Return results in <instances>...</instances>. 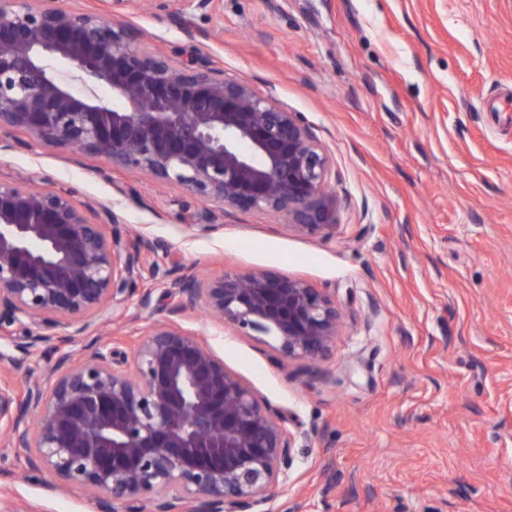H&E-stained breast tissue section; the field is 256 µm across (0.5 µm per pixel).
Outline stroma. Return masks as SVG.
I'll return each mask as SVG.
<instances>
[{
  "label": "stroma",
  "instance_id": "35a3bbf8",
  "mask_svg": "<svg viewBox=\"0 0 512 512\" xmlns=\"http://www.w3.org/2000/svg\"><path fill=\"white\" fill-rule=\"evenodd\" d=\"M167 49L184 42L304 113L345 197L332 237L208 204L100 157L0 136V179H35L121 231L163 240L161 266L270 272L332 295L342 326L320 375L200 312L187 329L297 438V512H512V0H132L107 10ZM154 292L88 336L172 319ZM0 449V485L39 512H94Z\"/></svg>",
  "mask_w": 512,
  "mask_h": 512
}]
</instances>
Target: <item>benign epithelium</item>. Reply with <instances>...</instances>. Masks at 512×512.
<instances>
[{
  "instance_id": "obj_1",
  "label": "benign epithelium",
  "mask_w": 512,
  "mask_h": 512,
  "mask_svg": "<svg viewBox=\"0 0 512 512\" xmlns=\"http://www.w3.org/2000/svg\"><path fill=\"white\" fill-rule=\"evenodd\" d=\"M135 38L132 26L60 0H0V131L181 188L210 203L206 230L242 211L301 234L336 233L345 199L301 113L207 55L178 60ZM73 79L112 98L79 95ZM121 223L115 210L92 219L65 191L0 180V337L33 327L15 345L24 357L49 340L68 346L107 310L127 317L139 285L143 307L161 288L179 299L176 312L202 309L320 373L341 323L331 295L266 272L163 271L143 257L164 242L108 233ZM14 403L0 379V446L27 449L30 469L85 491L96 512H268L295 462L296 437L278 413L174 320L129 353L96 341L63 352L26 381L17 412Z\"/></svg>"
}]
</instances>
